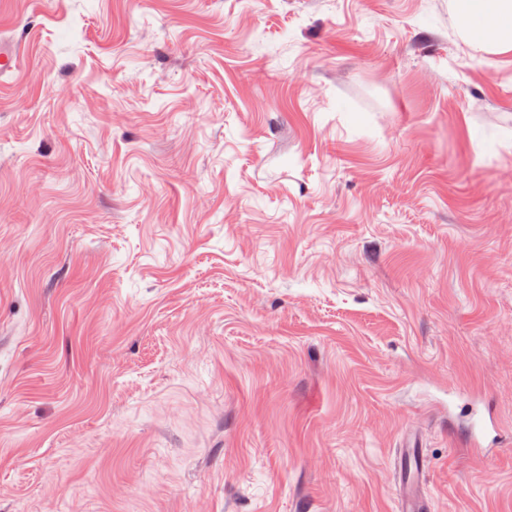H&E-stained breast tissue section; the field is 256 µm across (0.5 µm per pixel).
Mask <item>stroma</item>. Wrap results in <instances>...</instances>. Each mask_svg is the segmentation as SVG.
<instances>
[{
    "label": "stroma",
    "instance_id": "35a3bbf8",
    "mask_svg": "<svg viewBox=\"0 0 512 512\" xmlns=\"http://www.w3.org/2000/svg\"><path fill=\"white\" fill-rule=\"evenodd\" d=\"M1 40L0 512H393L411 441L433 512H512V53L451 0Z\"/></svg>",
    "mask_w": 512,
    "mask_h": 512
}]
</instances>
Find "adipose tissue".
<instances>
[{
  "label": "adipose tissue",
  "instance_id": "ef3b65f1",
  "mask_svg": "<svg viewBox=\"0 0 512 512\" xmlns=\"http://www.w3.org/2000/svg\"><path fill=\"white\" fill-rule=\"evenodd\" d=\"M453 9L465 42L493 54L512 51V0H454Z\"/></svg>",
  "mask_w": 512,
  "mask_h": 512
}]
</instances>
